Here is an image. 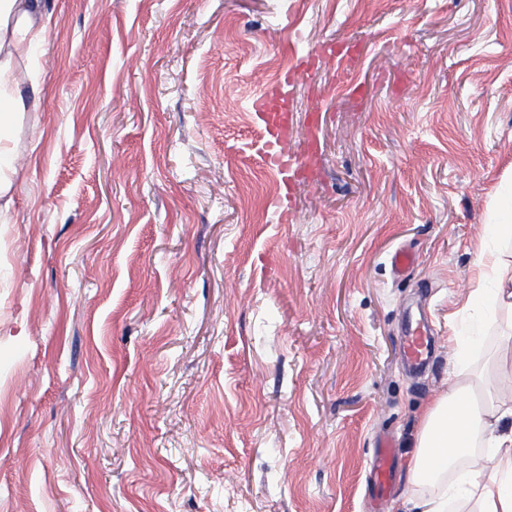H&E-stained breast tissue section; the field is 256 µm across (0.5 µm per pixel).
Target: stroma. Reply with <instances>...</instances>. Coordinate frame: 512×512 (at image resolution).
<instances>
[{
  "label": "stroma",
  "instance_id": "stroma-1",
  "mask_svg": "<svg viewBox=\"0 0 512 512\" xmlns=\"http://www.w3.org/2000/svg\"><path fill=\"white\" fill-rule=\"evenodd\" d=\"M48 10L0 214V512H372L386 437L400 496L427 401L499 345L458 365L448 324L512 175V0ZM277 85L317 141L291 195L252 108ZM405 353L416 368L424 366L435 350V339L432 333L424 331L419 323L405 332Z\"/></svg>",
  "mask_w": 512,
  "mask_h": 512
}]
</instances>
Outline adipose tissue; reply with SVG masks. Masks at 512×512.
Instances as JSON below:
<instances>
[{
	"label": "adipose tissue",
	"instance_id": "1",
	"mask_svg": "<svg viewBox=\"0 0 512 512\" xmlns=\"http://www.w3.org/2000/svg\"><path fill=\"white\" fill-rule=\"evenodd\" d=\"M50 20L45 0H0V198L12 187L15 159L6 131L17 112L40 101L18 68L42 42ZM486 235L477 257L479 273L465 306L477 313L512 317V180L492 198ZM486 455L473 465L472 450ZM408 495L392 512H512V366L496 358L479 379L455 378L431 398L419 418L406 464Z\"/></svg>",
	"mask_w": 512,
	"mask_h": 512
}]
</instances>
